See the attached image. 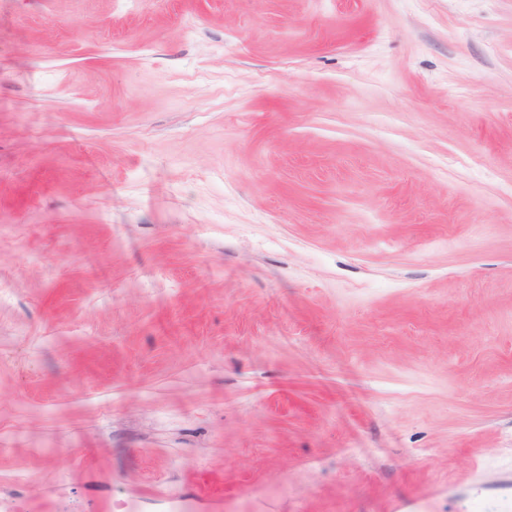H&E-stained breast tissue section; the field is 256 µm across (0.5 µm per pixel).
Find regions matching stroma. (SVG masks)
<instances>
[{"label":"stroma","instance_id":"1","mask_svg":"<svg viewBox=\"0 0 512 512\" xmlns=\"http://www.w3.org/2000/svg\"><path fill=\"white\" fill-rule=\"evenodd\" d=\"M0 503L512 512V0H0Z\"/></svg>","mask_w":512,"mask_h":512}]
</instances>
